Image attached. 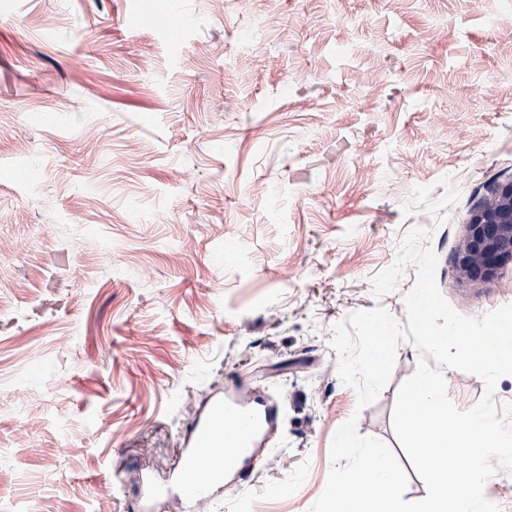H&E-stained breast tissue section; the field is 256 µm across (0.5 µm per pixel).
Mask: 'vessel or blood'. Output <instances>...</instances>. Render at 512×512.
<instances>
[{
  "label": "vessel or blood",
  "instance_id": "1",
  "mask_svg": "<svg viewBox=\"0 0 512 512\" xmlns=\"http://www.w3.org/2000/svg\"><path fill=\"white\" fill-rule=\"evenodd\" d=\"M278 418L273 395L247 406L230 392L210 395L181 450L182 467L191 472L192 480L174 483L187 512H214L218 503L243 492L249 479L240 463L253 456L257 443L270 439Z\"/></svg>",
  "mask_w": 512,
  "mask_h": 512
}]
</instances>
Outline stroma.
Here are the masks:
<instances>
[{"mask_svg": "<svg viewBox=\"0 0 512 512\" xmlns=\"http://www.w3.org/2000/svg\"><path fill=\"white\" fill-rule=\"evenodd\" d=\"M511 31L512 0H0V512H130L233 376L282 400L242 512H309L352 417L425 498L392 423L416 347L361 408L333 327L406 323L416 268L371 279L415 228L459 314L512 304V265L477 293L452 264L512 178Z\"/></svg>", "mask_w": 512, "mask_h": 512, "instance_id": "obj_1", "label": "stroma"}]
</instances>
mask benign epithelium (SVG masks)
Wrapping results in <instances>:
<instances>
[{"mask_svg": "<svg viewBox=\"0 0 512 512\" xmlns=\"http://www.w3.org/2000/svg\"><path fill=\"white\" fill-rule=\"evenodd\" d=\"M512 263V180L498 182L462 225L453 254L457 280L481 290L493 285L503 266Z\"/></svg>", "mask_w": 512, "mask_h": 512, "instance_id": "7a95c632", "label": "benign epithelium"}]
</instances>
